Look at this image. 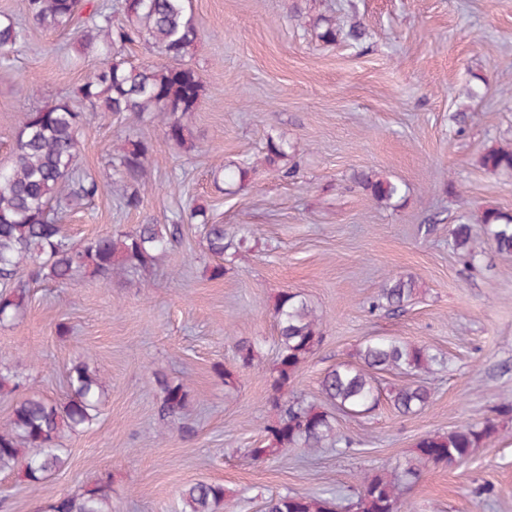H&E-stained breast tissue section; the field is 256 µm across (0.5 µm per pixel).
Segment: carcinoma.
Instances as JSON below:
<instances>
[{"mask_svg":"<svg viewBox=\"0 0 512 512\" xmlns=\"http://www.w3.org/2000/svg\"><path fill=\"white\" fill-rule=\"evenodd\" d=\"M33 22L47 30L78 29L80 41L102 57V65L80 88L79 99H61L23 114L10 161L0 167V324L24 313L28 281L17 278L20 269L29 281L51 282L63 287L79 275L102 280L127 270H148L170 246L181 239L184 223L203 225L208 251L217 258L232 246L224 225L212 221L204 206L193 207L188 216L172 224H139L129 231L95 236L75 245L69 242L60 214L82 208L102 193L98 177L79 168L82 150L80 130L86 113L109 120L126 115L139 117L149 110L164 122L165 136L189 152L188 129L182 118L196 110L202 85L195 70L183 63L198 38L189 12V0H139L127 7L118 3L108 10L96 0H28ZM318 38L336 42V25L320 18ZM26 41V30L7 16L0 18V52ZM145 42L165 58L161 64L137 62L114 51L113 43ZM288 145L268 138L265 161L270 166L287 156ZM152 153L149 142L127 141L110 160L115 173L127 185L125 206L142 203V178ZM481 166L493 174L512 175V148L489 147ZM358 183L374 200L389 205L399 197L401 186L376 173L358 175ZM500 254H512V215L497 207L477 217ZM471 226L459 224L454 244L471 261ZM415 296L412 277L387 280L380 288L375 307L401 312ZM278 328V354L269 402L278 417L264 427L265 438L248 449L254 461L278 457L293 448L315 449L338 442L333 412L364 416L381 400L399 414L423 410L431 400L430 389L419 377L443 365L431 349L398 337H369L354 360L339 362L321 380V391L333 408L304 400H288L285 391L322 341L316 310L299 293L285 291L273 305ZM397 371L410 381L389 390L380 386L379 375ZM70 394L57 403L37 395H22L13 405L8 424L0 428V472L20 470L37 484L68 465L62 441L68 434L93 425L99 415L103 384L97 370L84 362L71 366L67 376ZM158 383L162 397L158 416L163 424L175 421L189 406L191 395L184 384ZM24 388L23 379L0 366V391ZM498 431V423H468L447 433L428 434L415 445L413 456L401 469L387 466L364 476L356 500L344 512H398L402 484L418 483L432 465L452 466L468 460L475 449ZM112 482L101 476L77 493L59 498L48 512H112ZM224 502V485L199 481L183 493L182 512H216ZM334 498L287 492L266 501L265 512H338Z\"/></svg>","mask_w":512,"mask_h":512,"instance_id":"cac0c4a2","label":"carcinoma"}]
</instances>
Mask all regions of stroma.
Listing matches in <instances>:
<instances>
[{"label": "stroma", "instance_id": "obj_1", "mask_svg": "<svg viewBox=\"0 0 512 512\" xmlns=\"http://www.w3.org/2000/svg\"><path fill=\"white\" fill-rule=\"evenodd\" d=\"M190 8L201 34L184 61L202 92L184 122L199 151H179L152 114L126 120L130 138L153 149L143 202L130 210L109 164L112 130L90 117L81 166L104 190L68 212L64 229L77 242L166 224L202 205L229 236L247 237L249 250L216 259L201 226L188 224L150 276L34 284L24 315L0 324V365L58 403L74 362L98 368L105 387L96 423L63 441L68 468L34 486L0 474L7 512H41L102 475L112 480V512H181L183 489L197 481L223 484L229 500L217 512H263L286 492L345 504L362 474L405 464L425 434L496 419L512 396V255L474 222L489 206L512 213V177L479 163L488 147L512 143V0H190ZM3 14L28 38L0 57V164L22 113L74 98L99 67L96 55H78L74 31L36 26L26 0H0ZM322 16L358 17L369 36L324 42ZM457 112L466 115L460 127ZM271 136L289 144L274 167L261 163ZM247 160L254 167L242 190L214 184L219 166ZM372 170L401 184L395 205L356 183ZM458 224L472 227L475 263L453 245ZM398 276L415 279L412 304L371 311L380 286ZM285 291L302 294L323 321L291 396L323 403L326 370L351 360L367 337L395 336L447 359L424 378L432 403L405 416L385 403L366 417L340 415L339 444L252 461L247 449L275 417L273 304ZM245 340L259 352L249 368L237 360ZM228 371L235 386L224 384ZM161 375L193 397L162 437ZM399 512H512V425L467 462L430 468L403 492Z\"/></svg>", "mask_w": 512, "mask_h": 512}]
</instances>
